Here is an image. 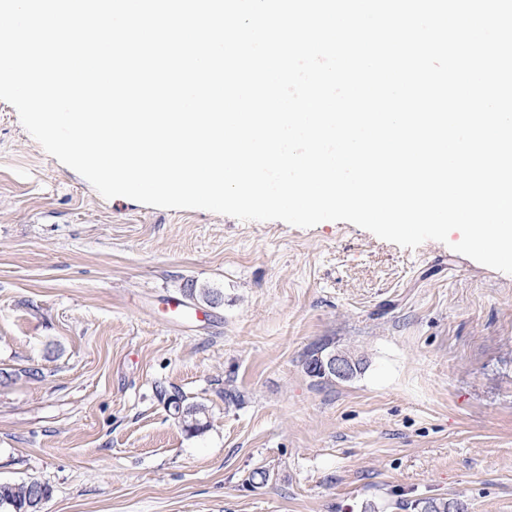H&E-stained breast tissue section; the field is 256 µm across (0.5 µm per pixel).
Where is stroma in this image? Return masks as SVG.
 Masks as SVG:
<instances>
[{
  "label": "stroma",
  "mask_w": 512,
  "mask_h": 512,
  "mask_svg": "<svg viewBox=\"0 0 512 512\" xmlns=\"http://www.w3.org/2000/svg\"><path fill=\"white\" fill-rule=\"evenodd\" d=\"M459 238L106 199L0 101V482L43 512H512V274ZM190 283L208 321L164 303ZM317 361L318 359H314L309 364V371L317 376H323V374H334L340 377H348L354 371V364L352 360L345 356L333 354L325 359H320L318 368L321 373L316 371L315 367H311V365L317 363ZM51 494L48 484L31 481L22 484L0 483V509L6 512H40L43 500Z\"/></svg>",
  "instance_id": "35a3bbf8"
}]
</instances>
